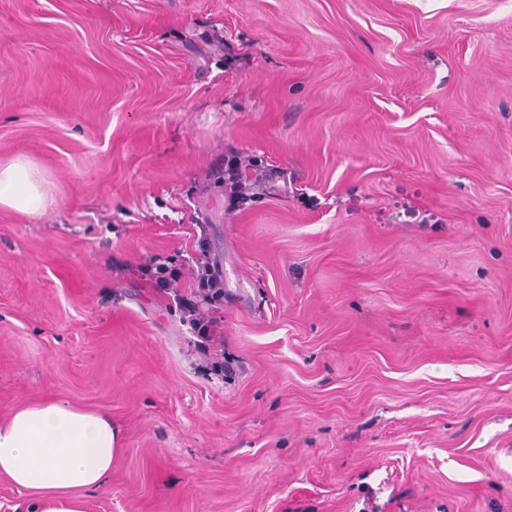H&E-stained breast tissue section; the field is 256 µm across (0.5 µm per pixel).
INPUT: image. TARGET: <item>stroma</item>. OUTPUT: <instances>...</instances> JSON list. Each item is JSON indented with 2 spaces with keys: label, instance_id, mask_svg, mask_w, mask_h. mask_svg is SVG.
Here are the masks:
<instances>
[{
  "label": "stroma",
  "instance_id": "1",
  "mask_svg": "<svg viewBox=\"0 0 512 512\" xmlns=\"http://www.w3.org/2000/svg\"><path fill=\"white\" fill-rule=\"evenodd\" d=\"M16 157L0 422L111 417L88 512H512V0H0ZM202 224L221 377L113 271ZM0 206L26 214H42L48 199L32 165L23 158L0 163Z\"/></svg>",
  "mask_w": 512,
  "mask_h": 512
}]
</instances>
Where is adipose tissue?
Segmentation results:
<instances>
[{"label":"adipose tissue","mask_w":512,"mask_h":512,"mask_svg":"<svg viewBox=\"0 0 512 512\" xmlns=\"http://www.w3.org/2000/svg\"><path fill=\"white\" fill-rule=\"evenodd\" d=\"M0 206L46 211L48 199L27 160L0 163ZM120 451L109 416L56 400L22 406L0 423V476L40 512H86L84 491L105 485Z\"/></svg>","instance_id":"adipose-tissue-1"}]
</instances>
